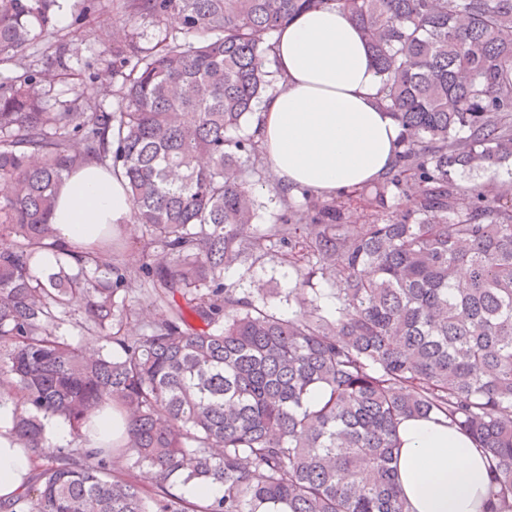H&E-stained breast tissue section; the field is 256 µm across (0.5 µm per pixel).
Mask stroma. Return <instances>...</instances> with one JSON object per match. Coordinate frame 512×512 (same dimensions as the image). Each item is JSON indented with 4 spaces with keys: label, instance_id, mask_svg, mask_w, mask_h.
Listing matches in <instances>:
<instances>
[{
    "label": "stroma",
    "instance_id": "obj_1",
    "mask_svg": "<svg viewBox=\"0 0 512 512\" xmlns=\"http://www.w3.org/2000/svg\"><path fill=\"white\" fill-rule=\"evenodd\" d=\"M128 23L134 24L137 41L143 48L154 46L165 31L175 28L171 22L161 25L142 18L128 21L123 0H102L101 8L91 12L87 11L85 0H69L65 19L56 23L53 42H38L29 50L31 60L38 64L51 55V43L67 44L73 51L69 71L44 88V103L49 109L56 110L69 103L84 88L98 92L106 107H119L118 78L112 72V32ZM256 194L259 203L256 222L260 225L274 223L288 206L305 202L304 191L284 196L270 180L257 184ZM224 281L245 293L257 285L278 289V296L269 301L272 309L284 317L296 311L295 304L289 303L284 295L292 285L288 268L270 262L247 273L235 266L225 271Z\"/></svg>",
    "mask_w": 512,
    "mask_h": 512
}]
</instances>
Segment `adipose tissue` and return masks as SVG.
Here are the masks:
<instances>
[{"instance_id":"obj_1","label":"adipose tissue","mask_w":512,"mask_h":512,"mask_svg":"<svg viewBox=\"0 0 512 512\" xmlns=\"http://www.w3.org/2000/svg\"><path fill=\"white\" fill-rule=\"evenodd\" d=\"M271 64L278 87L263 99L257 134L276 184L331 195L370 184L390 168L403 129L378 101L380 77L358 26L342 9L306 11L277 29ZM124 184L101 166L74 172L53 224L66 246L92 248L110 224L130 220ZM14 405L0 401V499L24 488L37 463L13 445ZM398 482L411 512H483L489 462L448 421L408 418L398 427Z\"/></svg>"}]
</instances>
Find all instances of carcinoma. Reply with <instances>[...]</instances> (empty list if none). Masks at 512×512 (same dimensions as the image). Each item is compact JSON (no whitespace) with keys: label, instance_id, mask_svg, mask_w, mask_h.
I'll return each instance as SVG.
<instances>
[{"label":"carcinoma","instance_id":"obj_1","mask_svg":"<svg viewBox=\"0 0 512 512\" xmlns=\"http://www.w3.org/2000/svg\"><path fill=\"white\" fill-rule=\"evenodd\" d=\"M335 5L370 46L380 97L405 131L386 182L405 209L373 224L310 195L254 226L260 145L248 122L276 80L272 33ZM58 0H0V64L55 30ZM129 19L181 20L151 49L112 41L120 112L40 90L66 45L0 83V394L14 444L42 463L5 512H409L397 428L433 416L491 462L512 512V185L456 176L512 162V0H126ZM201 33L197 42L184 36ZM89 161L121 178L135 232L116 224L72 264L52 223L57 191ZM440 212L443 221L428 220ZM54 255L58 271L35 269ZM279 260L295 275L284 318L224 284ZM468 286L451 280L459 268ZM327 277L330 310L314 277ZM163 308L147 331L132 295ZM104 340L114 355L91 340ZM123 412L127 437L88 448L87 414ZM60 418L71 446L51 447ZM147 469L146 496L114 459ZM176 482H220L191 504Z\"/></svg>","mask_w":512,"mask_h":512}]
</instances>
